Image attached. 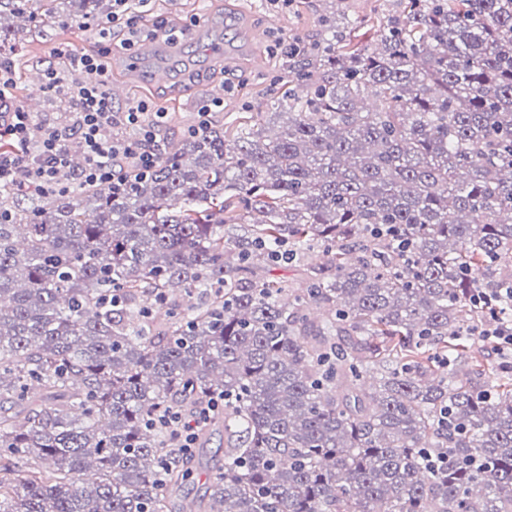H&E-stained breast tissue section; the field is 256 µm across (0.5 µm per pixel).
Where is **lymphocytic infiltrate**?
I'll return each instance as SVG.
<instances>
[{"instance_id":"1","label":"lymphocytic infiltrate","mask_w":512,"mask_h":512,"mask_svg":"<svg viewBox=\"0 0 512 512\" xmlns=\"http://www.w3.org/2000/svg\"><path fill=\"white\" fill-rule=\"evenodd\" d=\"M75 93L76 112L73 121L64 126L44 128L38 143H31V113L22 107L0 113V137L13 141L14 149L0 153V187L10 185L23 191L32 187L51 189L59 169L69 162L68 145L79 141L85 165L77 174L78 182L120 186L127 179L122 156L133 154L138 170L148 174L154 168L161 147L153 128L141 123L140 108L114 111L103 82L85 83ZM120 122L137 128L138 137L128 142H108L100 137L101 128Z\"/></svg>"}]
</instances>
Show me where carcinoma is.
Segmentation results:
<instances>
[{"mask_svg":"<svg viewBox=\"0 0 512 512\" xmlns=\"http://www.w3.org/2000/svg\"><path fill=\"white\" fill-rule=\"evenodd\" d=\"M391 2L145 179L0 190V512H183L202 475L196 512H512V368L470 301L512 284V0ZM68 4L0 0V49L112 11ZM281 244L307 287L262 274ZM211 400L181 457L165 417Z\"/></svg>","mask_w":512,"mask_h":512,"instance_id":"carcinoma-1","label":"carcinoma"}]
</instances>
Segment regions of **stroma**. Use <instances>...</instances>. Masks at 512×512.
Returning <instances> with one entry per match:
<instances>
[{
	"label": "stroma",
	"mask_w": 512,
	"mask_h": 512,
	"mask_svg": "<svg viewBox=\"0 0 512 512\" xmlns=\"http://www.w3.org/2000/svg\"><path fill=\"white\" fill-rule=\"evenodd\" d=\"M127 8L144 40L157 46L171 80L154 84L129 71L120 48L127 31L115 29L108 79L110 87L125 88L126 95L114 100V109L122 112L143 102L150 111L167 113L161 134L173 143L194 122L201 100L223 98L228 122L268 111L270 100L288 81L285 56L272 48L276 39L313 41L321 35L325 17H382L387 5L385 0H341L337 5L332 0H289L279 6L273 0H150L145 6L141 0H127ZM217 42L224 46L221 60L210 57ZM62 48L96 51V29L65 24L40 33L23 32L19 67L26 73H42L52 66L68 83L88 81V74L72 71L67 59L59 56Z\"/></svg>",
	"instance_id": "1"
}]
</instances>
